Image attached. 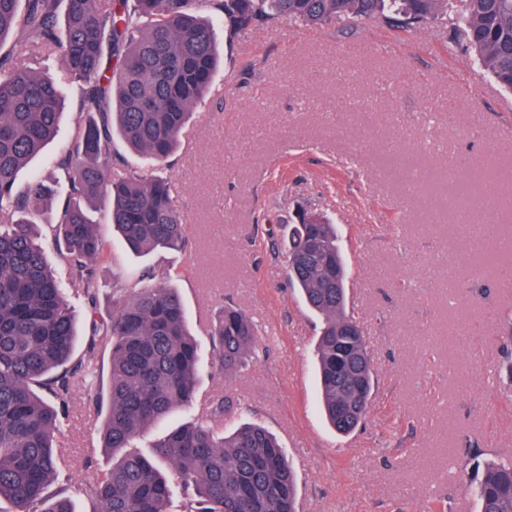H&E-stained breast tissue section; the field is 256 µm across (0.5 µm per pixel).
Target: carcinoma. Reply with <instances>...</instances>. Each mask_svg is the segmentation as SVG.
<instances>
[{
	"label": "carcinoma",
	"instance_id": "carcinoma-1",
	"mask_svg": "<svg viewBox=\"0 0 512 512\" xmlns=\"http://www.w3.org/2000/svg\"><path fill=\"white\" fill-rule=\"evenodd\" d=\"M466 47L512 90V0H460ZM450 0H0V502L9 512H297L285 448L258 423L224 431L225 399L133 450L149 426L192 409L202 346L177 291L129 287L112 275V311L98 306L97 264L108 240L89 217L102 202L136 255L185 247V224L161 166L218 72L219 34L233 39L288 17L308 27L378 20L407 30L448 15ZM76 93L80 117L53 164L63 195L42 181L14 191L19 171L57 136L60 90ZM153 169L125 168L115 138ZM62 272L47 260L36 228L47 213ZM288 275L323 320L316 371L323 412L339 435L354 431L371 404L373 372L362 330L347 313V271L337 233L322 216L292 226ZM82 295L89 324L83 354L69 291ZM224 371L248 364L255 329L226 307L210 328ZM110 380L101 384V358ZM103 417L101 447L112 466L74 478L54 435L68 420L74 381ZM479 512H512V462L483 467Z\"/></svg>",
	"mask_w": 512,
	"mask_h": 512
}]
</instances>
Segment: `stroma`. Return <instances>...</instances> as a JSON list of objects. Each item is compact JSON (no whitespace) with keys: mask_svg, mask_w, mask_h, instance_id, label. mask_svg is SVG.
<instances>
[{"mask_svg":"<svg viewBox=\"0 0 512 512\" xmlns=\"http://www.w3.org/2000/svg\"><path fill=\"white\" fill-rule=\"evenodd\" d=\"M215 91L162 168L187 247L133 256L108 211L97 266L100 305L112 273L143 272L179 292L201 342L226 305L257 328L258 361L219 371L204 356L195 406L228 398L288 450L299 512H477L478 468L512 459V371L502 347L512 316V92L448 28L408 32L367 21L308 28L283 18L222 42ZM452 146L451 165L432 143ZM493 173L473 203L465 188ZM335 224L348 272V313L363 330L375 392L347 436L319 410L314 347L322 321L288 283L297 213ZM486 228L473 247L475 227ZM75 383L55 441L87 475L108 469L102 421Z\"/></svg>","mask_w":512,"mask_h":512,"instance_id":"1","label":"stroma"}]
</instances>
